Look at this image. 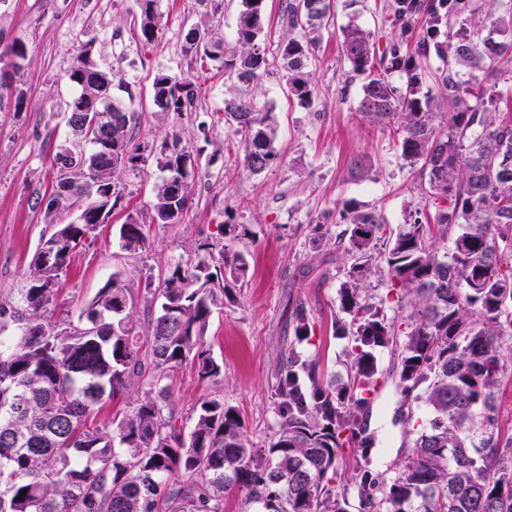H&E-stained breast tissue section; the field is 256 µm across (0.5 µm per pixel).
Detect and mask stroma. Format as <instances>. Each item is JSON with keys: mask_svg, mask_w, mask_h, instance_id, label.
<instances>
[{"mask_svg": "<svg viewBox=\"0 0 512 512\" xmlns=\"http://www.w3.org/2000/svg\"><path fill=\"white\" fill-rule=\"evenodd\" d=\"M396 0H335L333 16L319 33L309 68L314 100L304 107L289 97L280 78L278 46L289 29L282 0H267L260 41L267 73L254 92L277 127L280 160L254 174L244 165V146L224 123V103L237 93L217 63L185 50V36L199 26L232 41L238 0H161V24L153 47L136 43L137 0H0V39L21 40L26 57L7 95L0 98V302L18 298L32 257L46 229L37 201L56 176L53 158L71 138L66 104L73 90L64 79L84 43L94 58L129 83V111L138 121L132 145L144 161L117 177L121 200L108 223L79 244L60 277L53 322L67 325L98 291L120 276L130 293L132 323L139 336L159 302L154 295L171 264L191 259L198 245L231 239L250 271L242 282L217 294L203 333L206 349L220 365L218 376L199 378L192 362L170 372L168 404L177 427L189 430L200 403L217 398L232 407L253 447H268L281 417L278 382L289 353L315 364L316 378L328 386L346 380L353 357L347 338L334 335L340 317L336 270L347 260L336 240L344 200L352 199L382 216L389 226L409 217L433 215L435 207L419 179L400 156L395 127L365 121L357 110L360 81L348 80L341 55V30L357 22L372 32L376 57L393 45L413 50L426 35L432 0H421L414 25L401 29ZM512 10V0H465L464 8L442 20L441 39L462 28L495 35V17ZM191 76L197 86L193 112L154 111L151 85L158 72ZM177 136L200 165L188 206L177 224L153 221L154 190L161 178L156 154L163 140ZM364 170H356L355 161ZM144 224L149 245L130 254L119 246L126 218ZM305 310L314 331L295 336L296 310ZM399 352L378 356V383L358 411L370 451L341 448L332 486L343 492L349 512H362L355 481L360 465L390 479L411 451L428 417L426 407L406 402L399 384Z\"/></svg>", "mask_w": 512, "mask_h": 512, "instance_id": "obj_1", "label": "stroma"}]
</instances>
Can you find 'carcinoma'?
Listing matches in <instances>:
<instances>
[{"mask_svg":"<svg viewBox=\"0 0 512 512\" xmlns=\"http://www.w3.org/2000/svg\"><path fill=\"white\" fill-rule=\"evenodd\" d=\"M267 0H240L234 44L207 29L186 34L187 50L219 63L228 77L251 86L267 72L259 45ZM159 0H139V41L158 38ZM331 0H285L283 19L299 34L281 46V78L301 105L313 98L308 63L315 54ZM502 39L477 28L454 44L423 49L443 61L450 117L436 122L431 101L420 97L422 72L412 52L392 50L375 67L372 34L359 24L342 30L348 79L362 82L357 110L380 125L396 123L400 157L417 173L433 203L434 223L415 219L387 230L383 218L344 204L348 262L338 268L340 311L334 333L351 338L355 358L345 383L306 390L288 356L280 380L282 421L266 448H253L237 413L207 399L195 410L189 437L168 410L169 371L188 359L203 379L220 366L201 342L214 304L208 288L224 274L244 279L245 258L224 241L199 245L196 260L175 262L163 278L157 315L145 346L133 335L129 291L115 274L77 322H52L59 289L48 288L67 268L74 248L107 222L121 199L114 180L121 165L136 167L131 146L134 113L114 101L123 87L116 72L85 50L66 76L74 94L67 124L76 140L54 159L55 182L41 198L50 219L26 288L0 304V512H224V491L244 486L255 512H348V502L326 479L340 448L363 440L355 409L367 402L377 375L375 352L396 343L395 321L367 303L378 241L389 287L411 307L400 355L402 393L432 417L419 431L398 474L379 482L361 466L356 486L369 512H512V448L502 445L497 392L512 369V85L493 90L477 106L460 80L461 69H512V12L499 17ZM24 43L0 53V65L21 69ZM407 76L402 92L388 80ZM157 112H192L194 83L159 73L151 94ZM109 114L100 124L89 117ZM224 123L244 142V163L258 174L276 163V128L256 98L239 93L224 105ZM155 188V221L175 224L190 199L197 164L177 139L162 144ZM76 213V223L56 217ZM120 248H147L144 225H120ZM12 329L9 336L1 335ZM145 389L130 410L102 416L123 383ZM25 495H20V491Z\"/></svg>","mask_w":512,"mask_h":512,"instance_id":"obj_1","label":"carcinoma"}]
</instances>
